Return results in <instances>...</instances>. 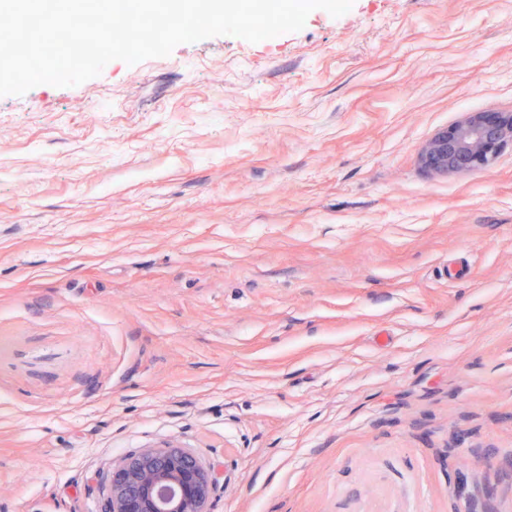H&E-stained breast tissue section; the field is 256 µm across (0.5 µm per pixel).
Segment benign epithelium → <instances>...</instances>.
Instances as JSON below:
<instances>
[{"instance_id": "benign-epithelium-1", "label": "benign epithelium", "mask_w": 512, "mask_h": 512, "mask_svg": "<svg viewBox=\"0 0 512 512\" xmlns=\"http://www.w3.org/2000/svg\"><path fill=\"white\" fill-rule=\"evenodd\" d=\"M512 144L511 112H471L437 131L421 154L436 173H463L491 165ZM219 478L189 452L172 445L145 448L113 468L106 512H210Z\"/></svg>"}]
</instances>
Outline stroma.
<instances>
[{
	"label": "stroma",
	"mask_w": 512,
	"mask_h": 512,
	"mask_svg": "<svg viewBox=\"0 0 512 512\" xmlns=\"http://www.w3.org/2000/svg\"><path fill=\"white\" fill-rule=\"evenodd\" d=\"M469 112L512 113V0L0 96V512L166 444L212 512H512V145L419 161Z\"/></svg>",
	"instance_id": "stroma-1"
}]
</instances>
